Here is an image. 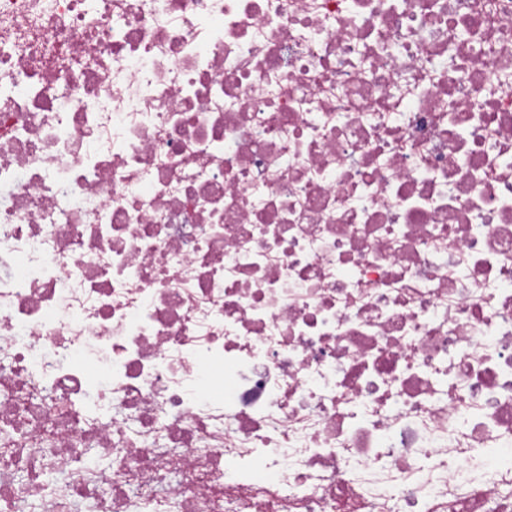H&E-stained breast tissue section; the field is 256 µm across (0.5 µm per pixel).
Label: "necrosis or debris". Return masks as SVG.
Masks as SVG:
<instances>
[{"label":"necrosis or debris","instance_id":"1","mask_svg":"<svg viewBox=\"0 0 512 512\" xmlns=\"http://www.w3.org/2000/svg\"><path fill=\"white\" fill-rule=\"evenodd\" d=\"M509 448L512 0H0V512H512Z\"/></svg>","mask_w":512,"mask_h":512}]
</instances>
